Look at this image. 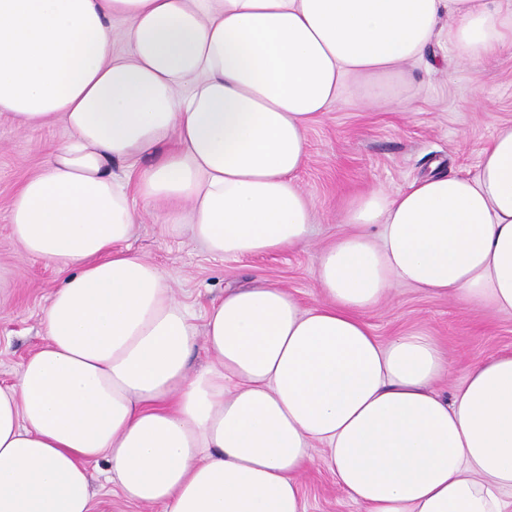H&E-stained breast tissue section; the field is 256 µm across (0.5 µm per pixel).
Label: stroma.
<instances>
[{"instance_id":"stroma-1","label":"stroma","mask_w":512,"mask_h":512,"mask_svg":"<svg viewBox=\"0 0 512 512\" xmlns=\"http://www.w3.org/2000/svg\"><path fill=\"white\" fill-rule=\"evenodd\" d=\"M406 72L396 101L343 106L309 128L306 160L297 174L316 210L307 248L224 260L211 255L188 229L162 224L156 210L131 195L142 219L127 246L167 273L196 329L204 328L214 300L255 279L288 289L303 305L321 301L314 259L346 232L341 212L350 197L373 189L394 194L434 169L451 175L470 169L495 127L512 123V53L474 67L448 58L445 44L437 42L423 62ZM67 136L60 123L22 129L0 117V386L11 384L43 344L42 310L59 284L56 267L32 258L15 240L11 203L21 183L39 171L45 147ZM365 319L384 342L410 332L434 339L448 357L449 372L434 386L445 398L473 362L512 352V313L465 308L404 284L395 285ZM313 457L299 477L307 512H359L337 485L324 450L314 449Z\"/></svg>"}]
</instances>
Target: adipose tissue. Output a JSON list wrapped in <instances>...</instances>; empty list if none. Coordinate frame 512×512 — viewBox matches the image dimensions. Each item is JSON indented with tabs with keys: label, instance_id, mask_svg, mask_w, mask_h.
<instances>
[{
	"label": "adipose tissue",
	"instance_id": "1",
	"mask_svg": "<svg viewBox=\"0 0 512 512\" xmlns=\"http://www.w3.org/2000/svg\"><path fill=\"white\" fill-rule=\"evenodd\" d=\"M440 38L473 66L512 52V0H0V115L69 132L10 208L61 281L45 345L0 387V512H96L102 462L160 512H306L316 447L362 512H512V352L446 400L433 339L384 343L364 319L397 283L512 312V124L464 174L352 199L351 233L315 257L322 302L259 281L200 333L126 250L139 214L112 172L214 256L305 248L307 128L392 95Z\"/></svg>",
	"mask_w": 512,
	"mask_h": 512
}]
</instances>
